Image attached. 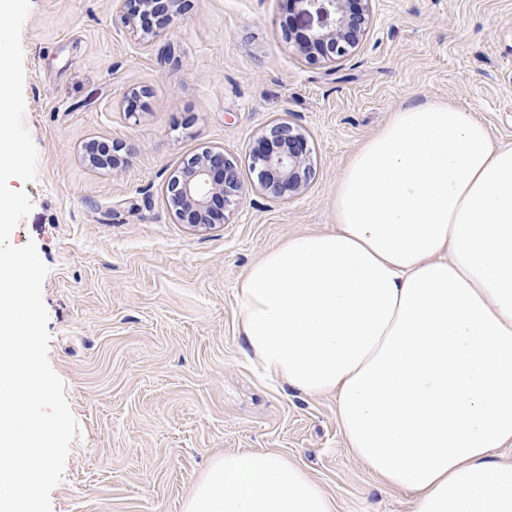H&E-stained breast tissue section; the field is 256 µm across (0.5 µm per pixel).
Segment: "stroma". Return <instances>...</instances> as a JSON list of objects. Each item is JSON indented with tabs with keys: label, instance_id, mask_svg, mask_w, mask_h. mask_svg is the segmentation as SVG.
Here are the masks:
<instances>
[{
	"label": "stroma",
	"instance_id": "obj_1",
	"mask_svg": "<svg viewBox=\"0 0 512 512\" xmlns=\"http://www.w3.org/2000/svg\"><path fill=\"white\" fill-rule=\"evenodd\" d=\"M317 26L299 0H191L145 44L118 0H31L23 122L38 168L10 182L33 201L11 242H34L49 269L47 357L79 425L52 512H183L216 458L246 450L288 457L337 512H410L350 452L335 395L257 376L237 291L269 250L334 229L347 165L401 106L461 105L512 145V0H372L363 40L333 63L296 49ZM133 88L149 95L130 117ZM282 114L314 165L285 201L248 168ZM93 142L121 165L91 166ZM213 147L238 160L242 189L225 223L194 228L162 188Z\"/></svg>",
	"mask_w": 512,
	"mask_h": 512
}]
</instances>
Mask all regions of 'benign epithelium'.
Masks as SVG:
<instances>
[{
  "label": "benign epithelium",
  "mask_w": 512,
  "mask_h": 512,
  "mask_svg": "<svg viewBox=\"0 0 512 512\" xmlns=\"http://www.w3.org/2000/svg\"><path fill=\"white\" fill-rule=\"evenodd\" d=\"M315 11L321 25L305 38L303 47L323 48L321 58L333 63L348 55L363 38L372 0H300ZM186 0H123L124 20L141 38L157 36L183 16ZM250 167L259 171V188L275 199L303 192L313 167L305 135L283 117L266 128L249 154ZM241 187L236 160L222 149L207 148L171 176L164 194L176 216L192 227H209L225 219L226 207Z\"/></svg>",
  "instance_id": "1"
}]
</instances>
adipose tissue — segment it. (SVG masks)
I'll return each instance as SVG.
<instances>
[{"label":"adipose tissue","mask_w":512,"mask_h":512,"mask_svg":"<svg viewBox=\"0 0 512 512\" xmlns=\"http://www.w3.org/2000/svg\"><path fill=\"white\" fill-rule=\"evenodd\" d=\"M336 228L248 270L239 333L263 373L332 394L350 451L411 512H512V145L452 103L400 107L353 155ZM185 512H336L303 468L218 458Z\"/></svg>","instance_id":"adipose-tissue-1"}]
</instances>
